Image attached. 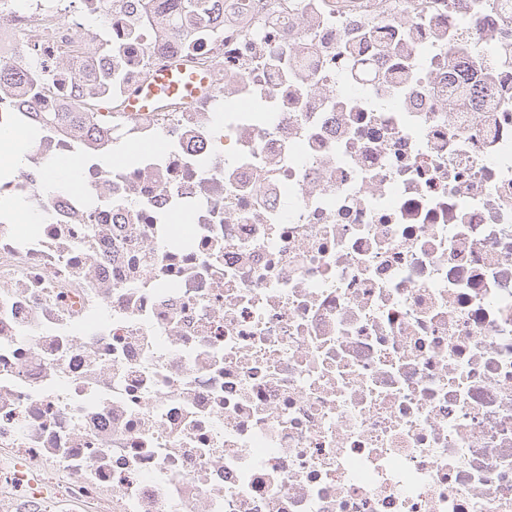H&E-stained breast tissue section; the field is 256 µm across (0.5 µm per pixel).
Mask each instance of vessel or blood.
<instances>
[{
  "label": "vessel or blood",
  "instance_id": "obj_1",
  "mask_svg": "<svg viewBox=\"0 0 512 512\" xmlns=\"http://www.w3.org/2000/svg\"><path fill=\"white\" fill-rule=\"evenodd\" d=\"M206 87L207 81L203 76L188 73L180 65L169 64L154 71L146 83L131 94L127 109L131 112H145L160 97L182 96L190 99Z\"/></svg>",
  "mask_w": 512,
  "mask_h": 512
}]
</instances>
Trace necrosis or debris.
Here are the masks:
<instances>
[{
	"instance_id": "obj_1",
	"label": "necrosis or debris",
	"mask_w": 512,
	"mask_h": 512,
	"mask_svg": "<svg viewBox=\"0 0 512 512\" xmlns=\"http://www.w3.org/2000/svg\"><path fill=\"white\" fill-rule=\"evenodd\" d=\"M217 10L0 0V512H512V0ZM206 87L207 81L203 76L187 73L178 64L165 65L154 71L146 83L131 94L127 101V111H148L163 96L191 99Z\"/></svg>"
}]
</instances>
